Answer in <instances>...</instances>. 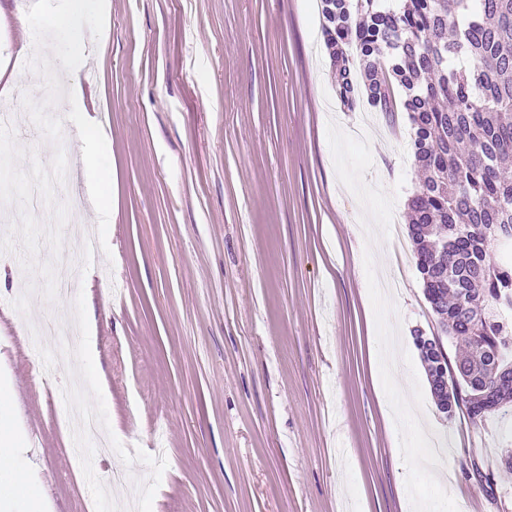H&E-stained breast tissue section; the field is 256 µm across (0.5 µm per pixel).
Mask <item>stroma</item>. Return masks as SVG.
<instances>
[{"label":"stroma","instance_id":"1","mask_svg":"<svg viewBox=\"0 0 512 512\" xmlns=\"http://www.w3.org/2000/svg\"><path fill=\"white\" fill-rule=\"evenodd\" d=\"M320 0H110L106 42L84 34L71 79L105 127L111 291L47 300L0 253V429L39 486L44 512H412L379 370L363 256L389 272L397 363L425 396L424 428L471 512H512V420L436 409L414 344L437 318L414 258L367 240L338 180L328 124L363 126L366 182L395 191L406 234L418 175L402 113L341 107ZM0 0V69L32 42ZM36 292H28V285ZM29 295L22 314L9 304ZM94 313L96 366L39 369L25 329ZM91 407L111 437L72 454L65 408ZM493 471L492 489L477 470ZM123 472L107 482L109 472Z\"/></svg>","mask_w":512,"mask_h":512}]
</instances>
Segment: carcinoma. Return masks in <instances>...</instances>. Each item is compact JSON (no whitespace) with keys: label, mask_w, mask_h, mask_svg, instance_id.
I'll return each mask as SVG.
<instances>
[{"label":"carcinoma","mask_w":512,"mask_h":512,"mask_svg":"<svg viewBox=\"0 0 512 512\" xmlns=\"http://www.w3.org/2000/svg\"><path fill=\"white\" fill-rule=\"evenodd\" d=\"M336 95L354 108L404 110L419 179L408 238L424 297L465 347L420 353L432 399L475 425L512 405L493 361L512 364V0H321Z\"/></svg>","instance_id":"cac0c4a2"}]
</instances>
